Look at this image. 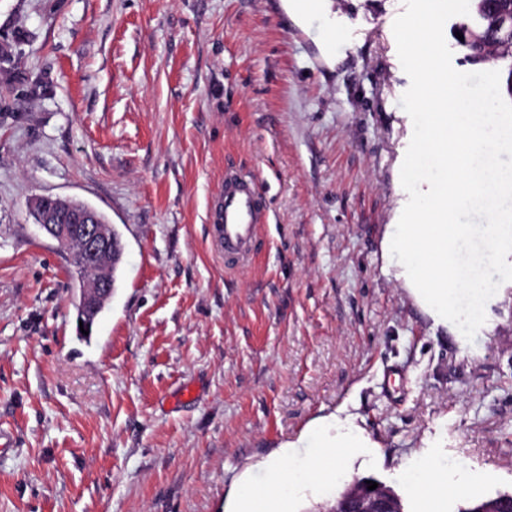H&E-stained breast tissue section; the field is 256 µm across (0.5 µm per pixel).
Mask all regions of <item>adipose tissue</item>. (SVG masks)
I'll return each mask as SVG.
<instances>
[{
    "mask_svg": "<svg viewBox=\"0 0 512 512\" xmlns=\"http://www.w3.org/2000/svg\"><path fill=\"white\" fill-rule=\"evenodd\" d=\"M336 415L313 420L301 439L311 450L310 458L296 460L291 442L279 445L263 461L267 481L257 488L249 474H242L234 483L224 512H291L290 496L306 482H322L333 474L332 463L340 448H360L364 438L354 427L338 431Z\"/></svg>",
    "mask_w": 512,
    "mask_h": 512,
    "instance_id": "adipose-tissue-1",
    "label": "adipose tissue"
}]
</instances>
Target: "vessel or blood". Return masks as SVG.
Wrapping results in <instances>:
<instances>
[{
  "label": "vessel or blood",
  "instance_id": "1",
  "mask_svg": "<svg viewBox=\"0 0 512 512\" xmlns=\"http://www.w3.org/2000/svg\"><path fill=\"white\" fill-rule=\"evenodd\" d=\"M258 185V178L249 175L234 171L224 175V189L211 215L210 237L228 266L248 264L260 251L267 216Z\"/></svg>",
  "mask_w": 512,
  "mask_h": 512
}]
</instances>
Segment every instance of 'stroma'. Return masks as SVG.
Masks as SVG:
<instances>
[{
	"mask_svg": "<svg viewBox=\"0 0 512 512\" xmlns=\"http://www.w3.org/2000/svg\"><path fill=\"white\" fill-rule=\"evenodd\" d=\"M0 0V512H224L234 480L320 416L370 445L295 512L353 480L440 512L512 493V281L474 340L415 301L382 243L413 133L393 23L403 0ZM269 212L254 263L211 249L224 169ZM83 201L125 247L90 340L36 198ZM409 490L421 503L422 512H439L436 510L438 499L448 487L441 481L439 472L431 463H425L409 485Z\"/></svg>",
	"mask_w": 512,
	"mask_h": 512,
	"instance_id": "1",
	"label": "stroma"
}]
</instances>
